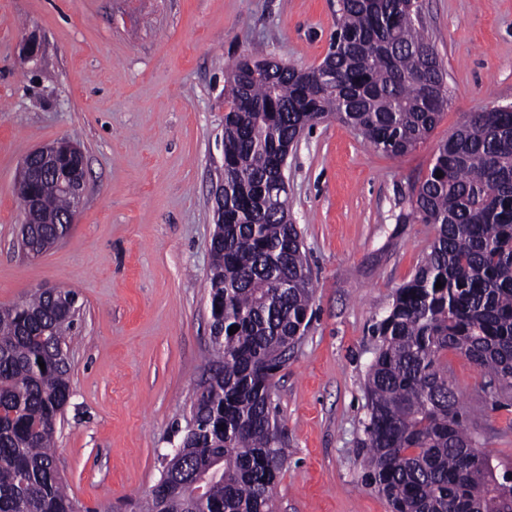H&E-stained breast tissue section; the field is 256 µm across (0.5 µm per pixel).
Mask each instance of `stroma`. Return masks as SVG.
Here are the masks:
<instances>
[{
  "mask_svg": "<svg viewBox=\"0 0 512 512\" xmlns=\"http://www.w3.org/2000/svg\"><path fill=\"white\" fill-rule=\"evenodd\" d=\"M450 103L425 141L391 157L328 119L288 156L290 214L315 284L312 318L275 377L288 458L278 512H390L359 460L364 378L395 289L434 231L409 221L412 189L442 140L478 109L512 105V0H420ZM336 0H0V307L60 285L81 307L72 394L54 435L68 490L136 512L179 445L213 364L206 279L212 186L223 161L224 78L261 46L310 68L336 29ZM37 32L36 61L19 59ZM68 139L86 161L69 235L20 248L13 187L34 148ZM469 426L512 467V399L483 392L449 355Z\"/></svg>",
  "mask_w": 512,
  "mask_h": 512,
  "instance_id": "obj_1",
  "label": "stroma"
}]
</instances>
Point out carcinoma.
<instances>
[{"mask_svg":"<svg viewBox=\"0 0 512 512\" xmlns=\"http://www.w3.org/2000/svg\"><path fill=\"white\" fill-rule=\"evenodd\" d=\"M336 17L324 58L330 80L259 49L224 80L223 236L212 242L206 285L211 333L221 335L218 367L194 394L196 431L184 429L180 455L161 473L167 494L147 496L140 512H275L287 449L270 423L274 377L314 300L299 232L284 222L288 191L278 171L286 147L334 116L399 157L448 109L446 72L419 0H337ZM83 162L63 147L42 178L17 177L18 198L36 197L25 225L37 251L65 236L54 219L75 202L62 185ZM406 219L432 225L434 236L375 325L364 480L391 512H512V479L478 448L448 378L452 352L480 371L485 387L512 395V111L475 112L437 146ZM71 295L40 288L0 308V512H93L68 494L54 448L70 398ZM213 468L212 495L193 497L183 483Z\"/></svg>","mask_w":512,"mask_h":512,"instance_id":"obj_1","label":"carcinoma"}]
</instances>
